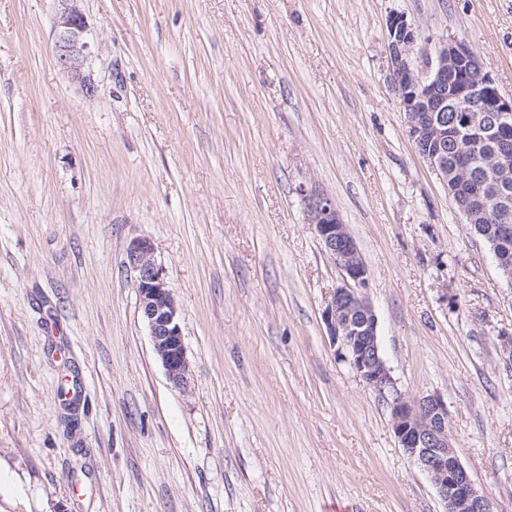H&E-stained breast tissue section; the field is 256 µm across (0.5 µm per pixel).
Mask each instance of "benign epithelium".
<instances>
[{
	"instance_id": "benign-epithelium-1",
	"label": "benign epithelium",
	"mask_w": 512,
	"mask_h": 512,
	"mask_svg": "<svg viewBox=\"0 0 512 512\" xmlns=\"http://www.w3.org/2000/svg\"><path fill=\"white\" fill-rule=\"evenodd\" d=\"M54 57L87 98L96 93L88 73L94 40L81 0H55ZM389 79L405 114L408 136L443 181H448V141L457 146L456 168H467L464 145L474 139L494 143L490 173L484 184L496 190L494 211L512 205L505 193L512 181V99H505L483 65H474L476 53L464 41L425 40L421 64L414 51L420 29L402 14L389 16ZM459 114L448 126V113ZM309 220L323 251L342 273L322 312L333 343L356 376L390 409L392 430L399 445L423 471L443 502L444 512H493L458 460L448 430V406L438 394L408 399L398 388L382 352L378 317L364 293L369 270L357 244L336 210L333 199L305 187ZM482 197L460 209L468 224H481L490 214ZM126 264L136 273L140 310L155 353L173 387L188 386L189 363L177 319V303L154 256L153 244L139 238L126 251Z\"/></svg>"
}]
</instances>
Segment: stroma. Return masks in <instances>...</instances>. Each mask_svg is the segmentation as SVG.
Wrapping results in <instances>:
<instances>
[{
  "label": "stroma",
  "instance_id": "obj_1",
  "mask_svg": "<svg viewBox=\"0 0 512 512\" xmlns=\"http://www.w3.org/2000/svg\"><path fill=\"white\" fill-rule=\"evenodd\" d=\"M97 86L57 66L54 0H0V512H443L322 312L333 197L407 397L512 512V281L418 155L390 14L456 37L512 97V0H81ZM179 309L189 387L144 322L132 240ZM80 398L63 405L62 376Z\"/></svg>",
  "mask_w": 512,
  "mask_h": 512
}]
</instances>
